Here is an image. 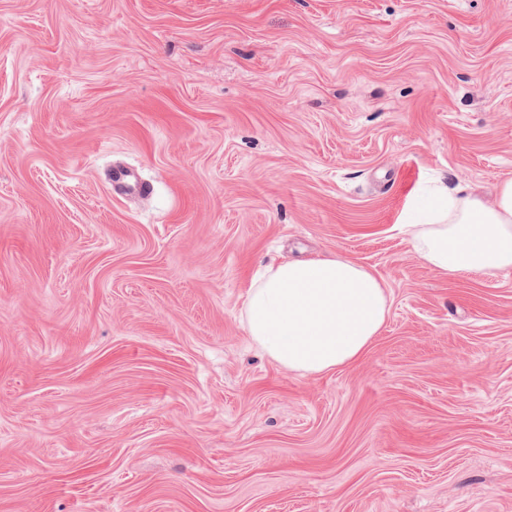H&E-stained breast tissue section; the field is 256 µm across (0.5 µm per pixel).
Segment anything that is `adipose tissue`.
<instances>
[{"label":"adipose tissue","instance_id":"adipose-tissue-1","mask_svg":"<svg viewBox=\"0 0 512 512\" xmlns=\"http://www.w3.org/2000/svg\"><path fill=\"white\" fill-rule=\"evenodd\" d=\"M400 228L418 261L436 273L512 269V179L491 202L439 189ZM389 310L385 282L335 254L268 265L251 280L240 316L251 343L273 364L309 375L359 360Z\"/></svg>","mask_w":512,"mask_h":512}]
</instances>
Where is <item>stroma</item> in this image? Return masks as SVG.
<instances>
[{"instance_id":"1","label":"stroma","mask_w":512,"mask_h":512,"mask_svg":"<svg viewBox=\"0 0 512 512\" xmlns=\"http://www.w3.org/2000/svg\"><path fill=\"white\" fill-rule=\"evenodd\" d=\"M507 179L512 0H0V512H512V269L397 229ZM336 253L387 322L285 371L249 283Z\"/></svg>"}]
</instances>
